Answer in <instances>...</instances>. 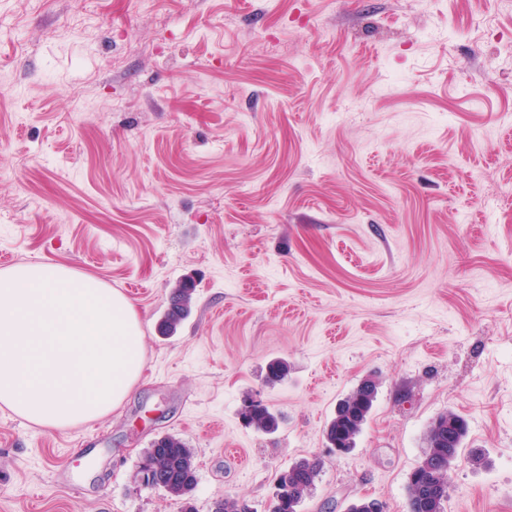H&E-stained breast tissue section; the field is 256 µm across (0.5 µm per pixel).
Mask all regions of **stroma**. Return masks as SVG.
<instances>
[{
  "label": "stroma",
  "instance_id": "stroma-1",
  "mask_svg": "<svg viewBox=\"0 0 512 512\" xmlns=\"http://www.w3.org/2000/svg\"><path fill=\"white\" fill-rule=\"evenodd\" d=\"M1 257L123 293L144 367L96 421L0 406V512H180L138 476L165 434L196 512H270L313 457L300 512H406L449 410L445 512H512V0H0ZM366 379L336 454L324 428ZM256 394L277 431L242 423ZM195 288L191 282L182 281L174 288L169 308L159 325V331L164 336L175 333L178 326L190 315L193 306ZM375 398L376 384L365 380L337 403L335 414L324 429L327 442L337 453H341V448L349 453L356 447ZM321 468L319 459L303 458L283 470L277 477L280 492L272 512H298L297 508L314 489Z\"/></svg>",
  "mask_w": 512,
  "mask_h": 512
}]
</instances>
